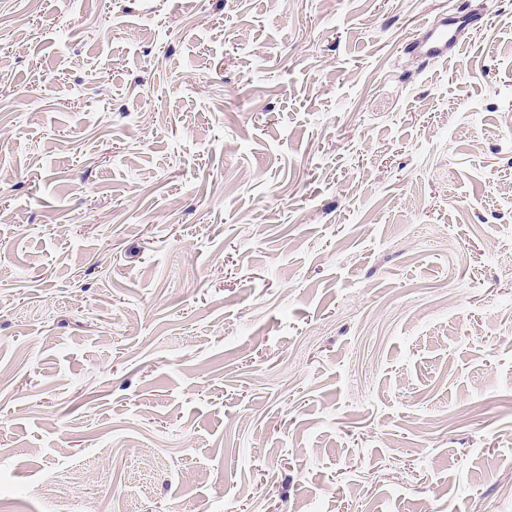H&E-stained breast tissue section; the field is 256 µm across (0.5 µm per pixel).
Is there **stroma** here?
Segmentation results:
<instances>
[{
  "label": "stroma",
  "mask_w": 512,
  "mask_h": 512,
  "mask_svg": "<svg viewBox=\"0 0 512 512\" xmlns=\"http://www.w3.org/2000/svg\"><path fill=\"white\" fill-rule=\"evenodd\" d=\"M0 512H512V0H0ZM457 23L445 17L441 20L426 19L406 45V52L422 58L427 63L448 60L458 47Z\"/></svg>",
  "instance_id": "1"
}]
</instances>
